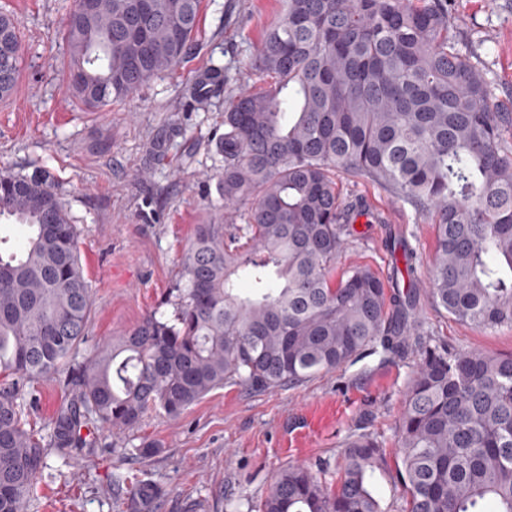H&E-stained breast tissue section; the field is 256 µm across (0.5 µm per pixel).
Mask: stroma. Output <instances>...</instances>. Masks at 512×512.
<instances>
[{
	"label": "stroma",
	"instance_id": "1",
	"mask_svg": "<svg viewBox=\"0 0 512 512\" xmlns=\"http://www.w3.org/2000/svg\"><path fill=\"white\" fill-rule=\"evenodd\" d=\"M70 0H0L23 39L21 76L0 101V168L53 179L79 229V254L93 309L83 356L94 355L146 314L173 320L181 286L180 258L196 225L216 201L221 162L213 139L224 132V99L264 85L253 64L256 49L277 20L280 0H203L197 44L174 71L143 85L125 101L87 109L69 97L61 21ZM467 24L461 45L486 73L496 101L512 105V0H452ZM229 77L225 97L189 104L188 88L208 69ZM342 194L364 197L387 224H355L336 264L387 275L392 260L385 228L404 231L431 265L436 254L431 214L393 198L370 182L340 179ZM424 340L454 350L512 353V329H481L454 321L421 298ZM413 359L369 353L352 364L294 387L253 391L216 389L178 419L152 413L130 431L96 424L92 450L63 460L48 449L46 466L27 512H126L125 477L165 491L155 512H249L289 464L335 466L346 438L361 430L386 450L398 445L395 425L404 408ZM40 428L71 397L67 378L28 383ZM151 440L148 458L115 456Z\"/></svg>",
	"mask_w": 512,
	"mask_h": 512
}]
</instances>
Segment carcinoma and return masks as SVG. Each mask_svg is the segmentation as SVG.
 Here are the masks:
<instances>
[{
  "label": "carcinoma",
  "instance_id": "1",
  "mask_svg": "<svg viewBox=\"0 0 512 512\" xmlns=\"http://www.w3.org/2000/svg\"><path fill=\"white\" fill-rule=\"evenodd\" d=\"M201 0H72L62 21L68 91L91 108L176 69L191 50ZM464 21L448 0H282L256 63L269 78L224 109L217 189L242 224L196 227L180 263L175 323L150 314L81 357L92 299L78 227L47 176L0 170V217L20 248L0 254V512H26L46 457L26 428V382L72 369L75 393L47 425L62 456L91 448L84 427L120 431L150 412L176 418L225 385L296 386L381 348L420 351L395 426L397 512H512V355L416 346L420 292L455 320L512 328V112L458 48ZM22 39L0 14V98L15 90ZM226 83L209 69L201 101ZM372 182L432 214L437 252L426 280L416 252L384 279L369 267L335 276L366 207L343 199L336 173ZM328 469L279 470L255 512H382L372 489L387 466L369 433L342 444ZM162 493L131 479L128 512Z\"/></svg>",
  "mask_w": 512,
  "mask_h": 512
}]
</instances>
